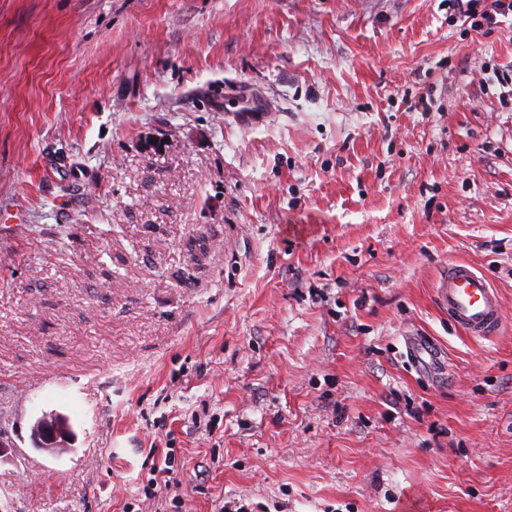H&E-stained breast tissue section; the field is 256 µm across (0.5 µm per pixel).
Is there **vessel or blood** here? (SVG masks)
I'll use <instances>...</instances> for the list:
<instances>
[{"label": "vessel or blood", "instance_id": "vessel-or-blood-1", "mask_svg": "<svg viewBox=\"0 0 512 512\" xmlns=\"http://www.w3.org/2000/svg\"><path fill=\"white\" fill-rule=\"evenodd\" d=\"M434 297L454 326L470 337L488 339L504 326L497 289L469 263H450L435 285Z\"/></svg>", "mask_w": 512, "mask_h": 512}]
</instances>
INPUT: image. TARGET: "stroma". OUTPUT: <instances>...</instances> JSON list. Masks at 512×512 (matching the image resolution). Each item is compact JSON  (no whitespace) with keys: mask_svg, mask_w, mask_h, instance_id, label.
<instances>
[{"mask_svg":"<svg viewBox=\"0 0 512 512\" xmlns=\"http://www.w3.org/2000/svg\"><path fill=\"white\" fill-rule=\"evenodd\" d=\"M510 61L448 0H0V512H512ZM437 305L472 338L497 336L504 326L499 293L489 277L467 262L448 264L434 288Z\"/></svg>","mask_w":512,"mask_h":512,"instance_id":"1","label":"stroma"}]
</instances>
